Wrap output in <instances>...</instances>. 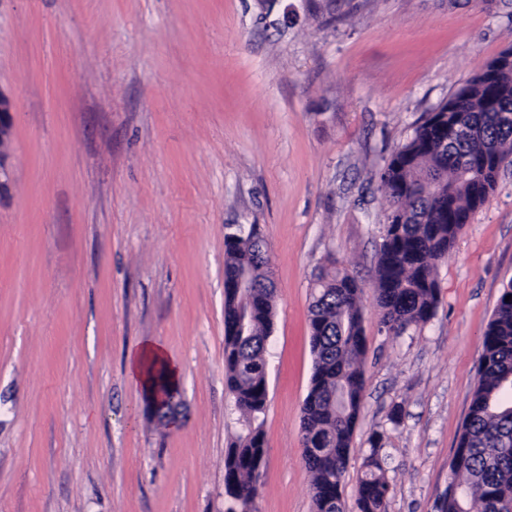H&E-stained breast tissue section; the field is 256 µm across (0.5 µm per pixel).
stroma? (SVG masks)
I'll return each instance as SVG.
<instances>
[{"label":"stroma","instance_id":"stroma-1","mask_svg":"<svg viewBox=\"0 0 512 512\" xmlns=\"http://www.w3.org/2000/svg\"><path fill=\"white\" fill-rule=\"evenodd\" d=\"M512 44V0H0L14 112L0 201V512H224V235L267 243L276 316L255 512H313L301 409L312 285L362 286L363 408L386 512H441L482 335L512 281V164L437 268L429 322L382 328L378 175ZM181 367L159 417L126 352Z\"/></svg>","mask_w":512,"mask_h":512}]
</instances>
